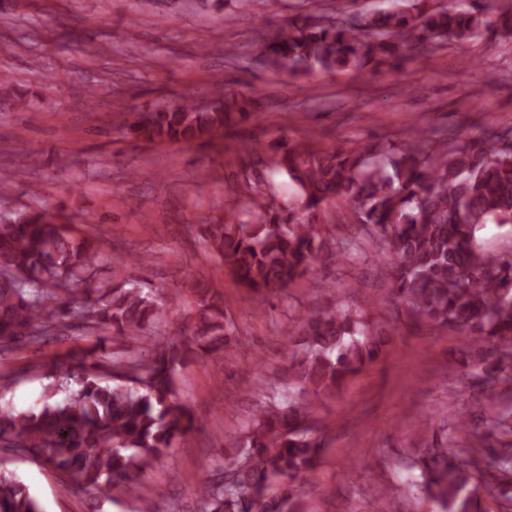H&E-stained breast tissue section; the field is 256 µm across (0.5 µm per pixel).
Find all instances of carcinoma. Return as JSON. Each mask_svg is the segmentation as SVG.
Instances as JSON below:
<instances>
[{"label":"carcinoma","mask_w":512,"mask_h":512,"mask_svg":"<svg viewBox=\"0 0 512 512\" xmlns=\"http://www.w3.org/2000/svg\"><path fill=\"white\" fill-rule=\"evenodd\" d=\"M485 31L512 37V7L406 0L355 23L338 7L334 16H297L262 45L261 55L276 70L375 71L409 50L426 55L441 39L466 41ZM252 102L229 93L202 106L185 93L145 112L120 104L113 111L131 142H209L246 120ZM268 149L295 185L296 203L257 200L247 220L214 217L200 225L201 239L238 287L263 304L306 276L331 233L319 215L341 197L355 204L368 241L386 257L389 304L405 307L415 322L457 333L461 382L484 393L512 376V249L491 255L477 236L485 224H512L511 125L478 136L436 137L422 129L406 141L352 148L318 149L281 137ZM67 223L46 208L0 214V355L22 337L43 345L74 320L106 336L47 366L40 407L0 406V448L44 460L65 475L70 490L135 491L145 471L195 428L176 376L229 348L224 291L198 272L190 281L195 315L175 340L156 343L143 359L109 353L107 340L143 335L178 297L99 278L98 249L72 238ZM287 319L291 353L282 378L291 395L257 404L225 443L224 466L196 488L198 512H305L302 488L327 436L314 401L378 361L394 331L338 302ZM472 410H455L413 460L417 485L437 512H478L480 491L498 508H512V415L482 419L487 434L480 444L446 451L472 425ZM0 512H43L16 472L1 465Z\"/></svg>","instance_id":"carcinoma-1"}]
</instances>
